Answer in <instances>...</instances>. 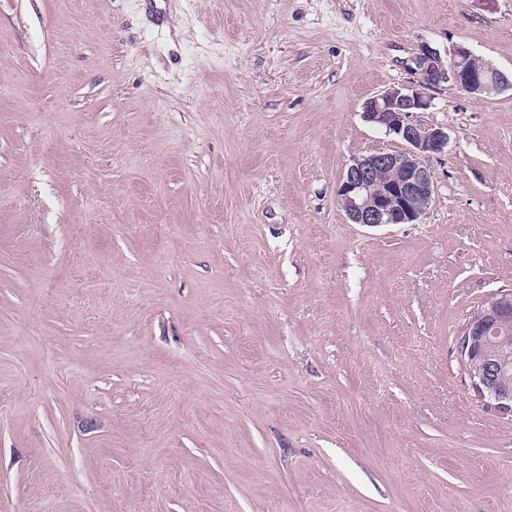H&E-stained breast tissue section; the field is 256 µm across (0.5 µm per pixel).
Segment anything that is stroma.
I'll return each instance as SVG.
<instances>
[{"instance_id": "35a3bbf8", "label": "stroma", "mask_w": 512, "mask_h": 512, "mask_svg": "<svg viewBox=\"0 0 512 512\" xmlns=\"http://www.w3.org/2000/svg\"><path fill=\"white\" fill-rule=\"evenodd\" d=\"M424 44L511 72L512 0H0V512H512V91L414 113L417 223L336 196ZM481 307L479 314L466 325L459 338L458 351L464 363L474 358L477 347L495 334L502 314L512 308V290L494 293ZM504 323L502 332L482 345L479 357L497 360L501 364L499 384L512 388V324L509 319ZM495 362L485 359L479 372L469 373L474 391L481 400L504 413H512V389L503 388L496 380Z\"/></svg>"}]
</instances>
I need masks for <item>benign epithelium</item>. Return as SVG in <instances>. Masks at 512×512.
Listing matches in <instances>:
<instances>
[{"instance_id":"benign-epithelium-1","label":"benign epithelium","mask_w":512,"mask_h":512,"mask_svg":"<svg viewBox=\"0 0 512 512\" xmlns=\"http://www.w3.org/2000/svg\"><path fill=\"white\" fill-rule=\"evenodd\" d=\"M475 58L466 48L456 47L448 60L422 45L412 71L416 82L389 87L368 99L363 106L366 121L385 128L406 143L399 152L375 151L356 157L342 173L336 195L345 215L354 224H412L434 198L435 181L425 158L440 153L448 145L442 127H424L412 121V114L432 105L429 91L452 84L478 97L512 89V77ZM390 171L394 179L378 181V172ZM512 309V290H500L482 305L479 314L466 325L459 338L458 351L465 362L475 357L477 347L495 334L504 312ZM497 367L488 359L479 372L470 374L474 391L481 400L504 413H512V389L496 380Z\"/></svg>"}]
</instances>
